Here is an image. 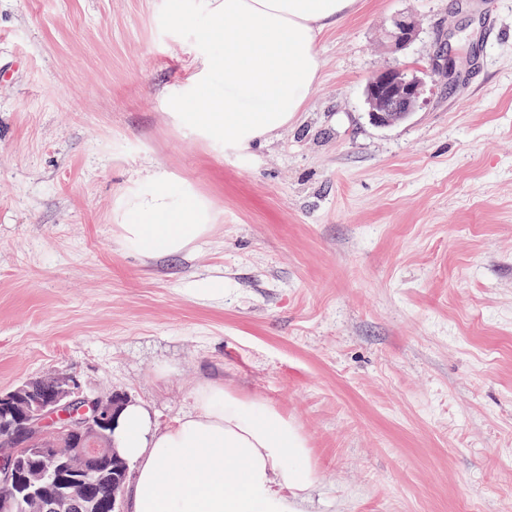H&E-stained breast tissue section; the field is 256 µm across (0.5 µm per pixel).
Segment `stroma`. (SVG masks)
I'll use <instances>...</instances> for the list:
<instances>
[{"instance_id":"stroma-1","label":"stroma","mask_w":512,"mask_h":512,"mask_svg":"<svg viewBox=\"0 0 512 512\" xmlns=\"http://www.w3.org/2000/svg\"><path fill=\"white\" fill-rule=\"evenodd\" d=\"M209 9L0 0V390L71 373L164 423L219 380L305 434L310 512H512V0H355L296 120L238 152L171 119L224 83ZM387 68L425 92L380 127ZM161 172L210 227L148 258L118 211ZM417 23L412 17H400L394 20L391 32L392 46L395 49L405 48L416 34ZM425 82L401 69H385L372 75L364 89L370 119L379 126L406 120L424 94Z\"/></svg>"}]
</instances>
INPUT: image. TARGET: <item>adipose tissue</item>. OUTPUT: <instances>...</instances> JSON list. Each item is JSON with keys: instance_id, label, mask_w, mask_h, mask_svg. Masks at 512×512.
<instances>
[{"instance_id": "adipose-tissue-1", "label": "adipose tissue", "mask_w": 512, "mask_h": 512, "mask_svg": "<svg viewBox=\"0 0 512 512\" xmlns=\"http://www.w3.org/2000/svg\"><path fill=\"white\" fill-rule=\"evenodd\" d=\"M354 2L220 0L204 39L221 49L205 65L224 87L198 92L175 125L230 151L287 126L319 82V34ZM119 218L124 247L146 257L180 254L209 229L204 204L164 172L129 192ZM190 398L164 425L135 401L119 412L112 438L133 466L131 512H303L318 470L296 424L220 382L196 384Z\"/></svg>"}]
</instances>
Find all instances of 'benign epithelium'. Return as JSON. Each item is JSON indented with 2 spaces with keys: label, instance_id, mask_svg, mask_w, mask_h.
<instances>
[{
  "label": "benign epithelium",
  "instance_id": "obj_1",
  "mask_svg": "<svg viewBox=\"0 0 512 512\" xmlns=\"http://www.w3.org/2000/svg\"><path fill=\"white\" fill-rule=\"evenodd\" d=\"M412 17L394 20L392 46L405 48L416 34ZM425 82L401 69L372 75L364 89L370 119L379 126L406 120L424 94ZM125 401L119 393H89L74 375L29 380L0 391V486L19 489L21 496L0 495V512H17L25 501L31 512H121L125 483L112 479L105 499L94 489L96 463L118 458L108 430L114 410ZM41 455L37 472H19L21 450Z\"/></svg>",
  "mask_w": 512,
  "mask_h": 512
}]
</instances>
